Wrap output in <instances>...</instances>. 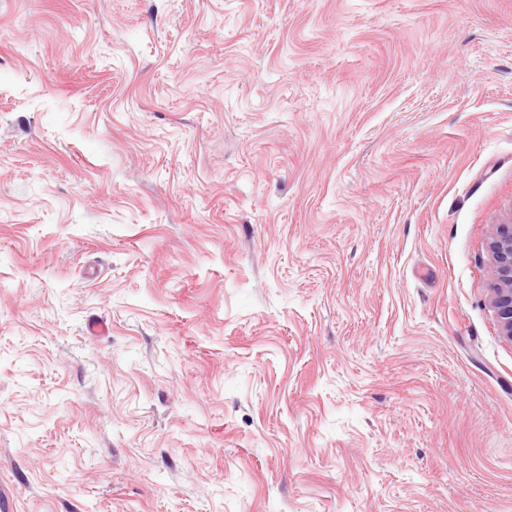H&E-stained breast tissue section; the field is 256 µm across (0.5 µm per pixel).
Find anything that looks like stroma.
I'll return each instance as SVG.
<instances>
[{"instance_id":"stroma-1","label":"stroma","mask_w":512,"mask_h":512,"mask_svg":"<svg viewBox=\"0 0 512 512\" xmlns=\"http://www.w3.org/2000/svg\"><path fill=\"white\" fill-rule=\"evenodd\" d=\"M499 224L512 0H0V512H512Z\"/></svg>"}]
</instances>
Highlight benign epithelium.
Returning <instances> with one entry per match:
<instances>
[{"label": "benign epithelium", "instance_id": "1", "mask_svg": "<svg viewBox=\"0 0 512 512\" xmlns=\"http://www.w3.org/2000/svg\"><path fill=\"white\" fill-rule=\"evenodd\" d=\"M492 253V305L502 335L512 341V224H499L490 242Z\"/></svg>", "mask_w": 512, "mask_h": 512}]
</instances>
